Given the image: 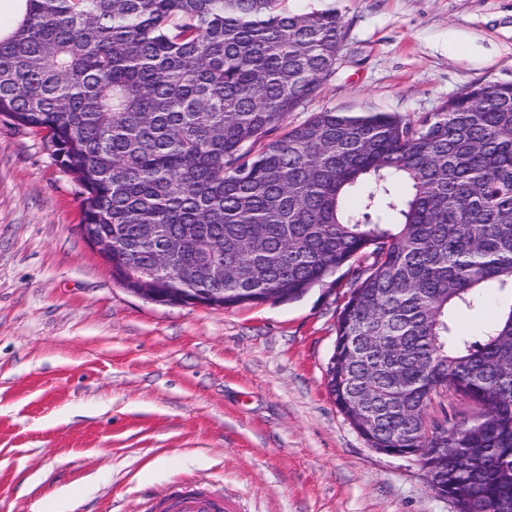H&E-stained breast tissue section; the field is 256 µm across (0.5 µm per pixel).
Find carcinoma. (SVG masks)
Here are the masks:
<instances>
[{
	"label": "carcinoma",
	"instance_id": "obj_1",
	"mask_svg": "<svg viewBox=\"0 0 512 512\" xmlns=\"http://www.w3.org/2000/svg\"><path fill=\"white\" fill-rule=\"evenodd\" d=\"M0 27V115L45 133L112 236V276L166 258L159 288L224 307L294 303L338 272L327 388L372 448L439 439L434 493L512 512V84L416 121L325 109L288 125L335 70V8L282 0H15ZM143 224L161 233L140 234ZM499 294L475 335L459 318ZM479 408L442 432L432 396Z\"/></svg>",
	"mask_w": 512,
	"mask_h": 512
}]
</instances>
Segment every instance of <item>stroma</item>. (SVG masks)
Here are the masks:
<instances>
[{
	"label": "stroma",
	"instance_id": "obj_1",
	"mask_svg": "<svg viewBox=\"0 0 512 512\" xmlns=\"http://www.w3.org/2000/svg\"><path fill=\"white\" fill-rule=\"evenodd\" d=\"M333 7L326 108L436 111L512 83V0H286ZM42 136L0 117V512H147L174 488L242 512H455L420 464L370 448L326 387L351 278L293 304L165 306L85 241Z\"/></svg>",
	"mask_w": 512,
	"mask_h": 512
}]
</instances>
